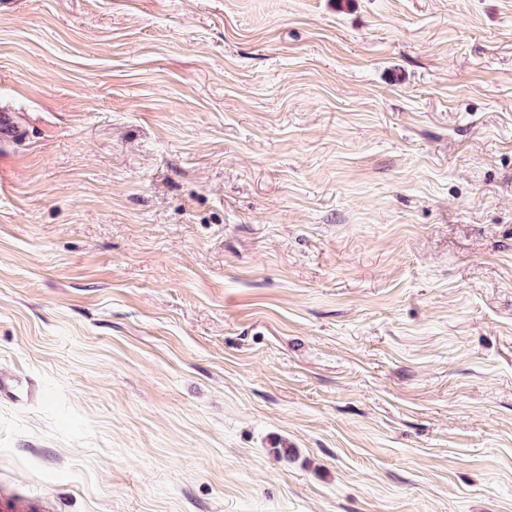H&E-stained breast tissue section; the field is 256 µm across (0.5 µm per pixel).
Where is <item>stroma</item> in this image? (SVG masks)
Here are the masks:
<instances>
[{
	"label": "stroma",
	"mask_w": 512,
	"mask_h": 512,
	"mask_svg": "<svg viewBox=\"0 0 512 512\" xmlns=\"http://www.w3.org/2000/svg\"><path fill=\"white\" fill-rule=\"evenodd\" d=\"M0 498L512 512V0H0Z\"/></svg>",
	"instance_id": "1"
}]
</instances>
